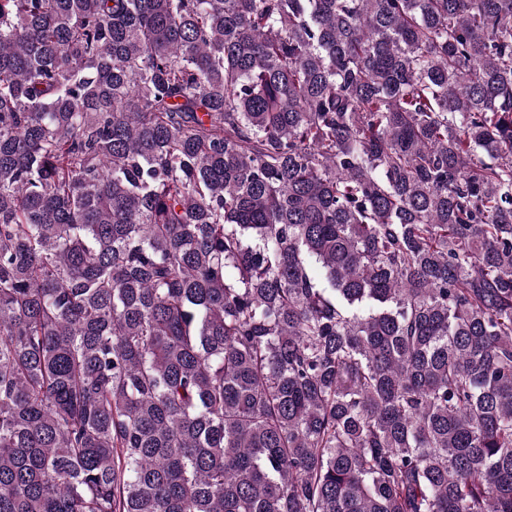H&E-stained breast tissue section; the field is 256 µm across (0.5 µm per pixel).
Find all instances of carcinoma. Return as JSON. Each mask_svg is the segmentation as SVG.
Here are the masks:
<instances>
[{
	"label": "carcinoma",
	"instance_id": "cac0c4a2",
	"mask_svg": "<svg viewBox=\"0 0 512 512\" xmlns=\"http://www.w3.org/2000/svg\"><path fill=\"white\" fill-rule=\"evenodd\" d=\"M0 512H512V0H0Z\"/></svg>",
	"mask_w": 512,
	"mask_h": 512
}]
</instances>
